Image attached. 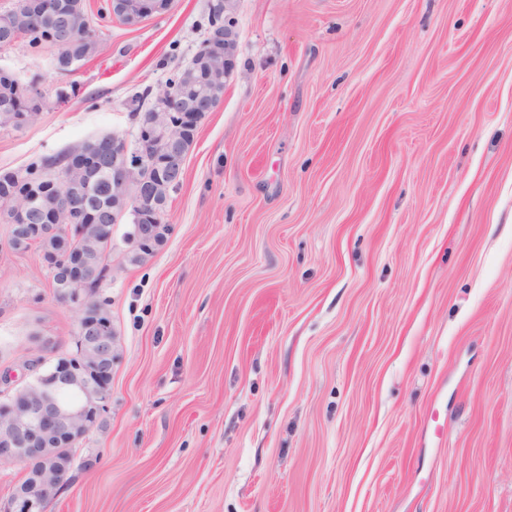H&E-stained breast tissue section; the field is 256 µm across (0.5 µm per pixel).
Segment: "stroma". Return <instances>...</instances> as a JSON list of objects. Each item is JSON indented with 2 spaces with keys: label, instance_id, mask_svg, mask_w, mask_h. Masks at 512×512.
Segmentation results:
<instances>
[{
  "label": "stroma",
  "instance_id": "35a3bbf8",
  "mask_svg": "<svg viewBox=\"0 0 512 512\" xmlns=\"http://www.w3.org/2000/svg\"><path fill=\"white\" fill-rule=\"evenodd\" d=\"M173 0L0 130V172L134 110L210 34ZM236 68L169 194L165 245L101 287L103 429L46 512H512V0H238ZM0 383L72 351L77 311L4 247Z\"/></svg>",
  "mask_w": 512,
  "mask_h": 512
}]
</instances>
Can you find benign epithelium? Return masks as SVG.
I'll list each match as a JSON object with an SVG mask.
<instances>
[{"instance_id": "obj_1", "label": "benign epithelium", "mask_w": 512, "mask_h": 512, "mask_svg": "<svg viewBox=\"0 0 512 512\" xmlns=\"http://www.w3.org/2000/svg\"><path fill=\"white\" fill-rule=\"evenodd\" d=\"M112 14L131 24L147 15L168 11L172 0H109ZM220 20L214 25L202 50L182 71L186 95L161 89L154 96L152 112L138 121L136 147L129 151L123 139L112 142V217L119 222L132 213L135 225L130 238L133 248L150 250L167 206L169 189L184 174V132L196 123L197 113L212 112L223 97L195 92L197 86L225 85L233 75L238 52L235 23L237 0H218ZM39 7L56 14L57 46L71 42L70 20L77 4L71 0H41ZM69 167L80 172L79 182L97 176L100 157L78 149L68 158ZM10 223L27 224L41 215L28 237L10 236L6 245L14 249L27 243L38 247L42 263L52 276V288L61 301L78 310L79 357L58 355L32 364L35 382L15 392L16 399L0 402V463L25 467L23 479L13 488L0 512H45L47 504L67 483L73 468L68 453L91 431L103 426L111 402L112 347L114 327L104 311L93 304L89 282L103 266L100 241L85 233V225L73 220L71 208L60 198L38 200L23 195L10 209ZM75 235L79 247L62 255L46 247L45 240L58 228ZM77 390L82 400L66 403L61 394Z\"/></svg>"}]
</instances>
